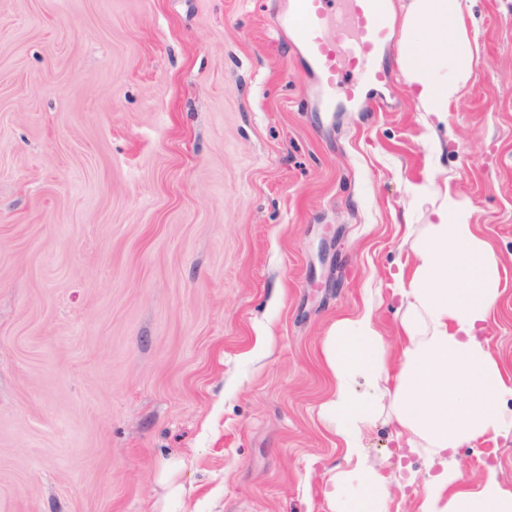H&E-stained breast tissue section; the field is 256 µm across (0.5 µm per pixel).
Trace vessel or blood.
<instances>
[{
  "label": "vessel or blood",
  "instance_id": "b4317fda",
  "mask_svg": "<svg viewBox=\"0 0 512 512\" xmlns=\"http://www.w3.org/2000/svg\"><path fill=\"white\" fill-rule=\"evenodd\" d=\"M278 25L292 32L310 69L317 111L358 103L364 85L391 83V73L375 62L391 42L387 0H289Z\"/></svg>",
  "mask_w": 512,
  "mask_h": 512
}]
</instances>
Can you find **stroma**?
I'll list each match as a JSON object with an SVG mask.
<instances>
[{"label": "stroma", "instance_id": "obj_1", "mask_svg": "<svg viewBox=\"0 0 512 512\" xmlns=\"http://www.w3.org/2000/svg\"><path fill=\"white\" fill-rule=\"evenodd\" d=\"M394 47L379 109H313L288 0H0V512H328L337 321L390 346L416 186L468 201L500 261L482 336L512 370V0H466L474 77L426 130ZM370 464L388 512L434 466ZM451 463L512 491V440Z\"/></svg>", "mask_w": 512, "mask_h": 512}]
</instances>
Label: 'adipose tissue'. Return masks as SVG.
I'll use <instances>...</instances> for the list:
<instances>
[{
    "label": "adipose tissue",
    "mask_w": 512,
    "mask_h": 512,
    "mask_svg": "<svg viewBox=\"0 0 512 512\" xmlns=\"http://www.w3.org/2000/svg\"><path fill=\"white\" fill-rule=\"evenodd\" d=\"M399 53L418 111L444 121L474 70L465 0H404ZM416 198L432 219L411 242L399 271L404 310L398 351L372 312L337 322L323 342L336 391L324 413L342 437L351 468L331 472L330 512H386L393 475L369 465L363 434L389 411L395 442L428 461L479 438L512 435V372L480 333L500 295L499 260L470 222L467 204L433 182ZM458 469L430 477L418 512H512V493L495 475L477 491L461 488Z\"/></svg>",
    "instance_id": "1"
}]
</instances>
